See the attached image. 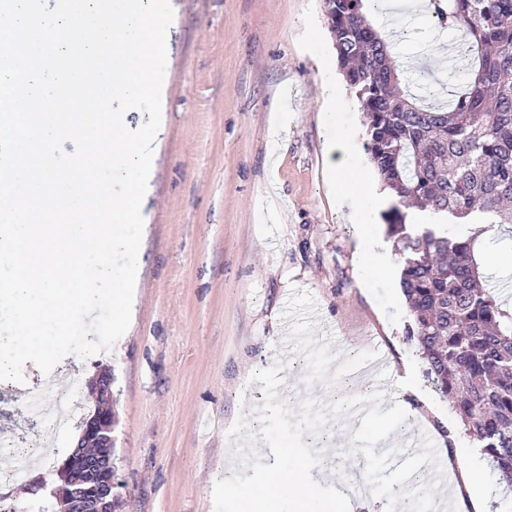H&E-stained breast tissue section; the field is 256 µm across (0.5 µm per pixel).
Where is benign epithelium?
Masks as SVG:
<instances>
[{"mask_svg": "<svg viewBox=\"0 0 512 512\" xmlns=\"http://www.w3.org/2000/svg\"><path fill=\"white\" fill-rule=\"evenodd\" d=\"M90 391L99 397L112 393V374H97L89 384ZM114 415L110 407H97L85 421L77 441L81 451L69 456L61 469L66 471L86 460H104L95 467L91 478L84 486L69 485L65 495L59 499L58 512H116L118 497L114 489L118 486L112 464V427Z\"/></svg>", "mask_w": 512, "mask_h": 512, "instance_id": "benign-epithelium-1", "label": "benign epithelium"}]
</instances>
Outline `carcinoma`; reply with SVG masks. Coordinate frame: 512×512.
<instances>
[{"instance_id": "cac0c4a2", "label": "carcinoma", "mask_w": 512, "mask_h": 512, "mask_svg": "<svg viewBox=\"0 0 512 512\" xmlns=\"http://www.w3.org/2000/svg\"><path fill=\"white\" fill-rule=\"evenodd\" d=\"M325 2L338 66L363 107L367 150L394 197L381 217L402 262L406 335L512 487V308L488 287L475 238L408 222V210L420 207L512 224V0H429L440 26L462 32L467 64L448 101L427 106L402 84L366 0Z\"/></svg>"}]
</instances>
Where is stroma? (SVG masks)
I'll use <instances>...</instances> for the list:
<instances>
[{"mask_svg":"<svg viewBox=\"0 0 512 512\" xmlns=\"http://www.w3.org/2000/svg\"><path fill=\"white\" fill-rule=\"evenodd\" d=\"M162 121L154 140V177L144 199L140 277L131 322L106 351L64 357L51 374L26 362L24 380L0 381V437L33 448L24 483L0 481V506L24 502L42 512L52 501L47 474L73 451L82 416L50 433L25 399L57 404L51 377L78 387L93 411L88 383L114 376V458L121 482L117 512H214L213 488L238 444L259 429L264 392H243L254 371L280 367L277 400L298 411L316 394L330 403L348 388L297 368L300 356L352 367L371 345L386 356L394 387L386 400L368 392L371 436L435 438L455 471L460 512H512V490L462 428L407 340L409 312L401 265L381 217L392 198L365 147L362 110L336 65L321 0H170ZM367 16L391 38L404 82L429 84L426 101L448 95L453 33L420 17L411 0ZM335 86V102L326 99ZM351 137L357 208L343 204L324 163L327 133ZM476 236L484 271L512 280V226L452 224ZM295 315L287 355L275 351L283 317ZM335 457L314 468L321 485L369 469L355 498L392 507L409 481L385 475L379 460L351 438L345 420L305 436ZM483 471L489 492L473 500L468 468Z\"/></svg>","mask_w":512,"mask_h":512,"instance_id":"35a3bbf8","label":"stroma"}]
</instances>
